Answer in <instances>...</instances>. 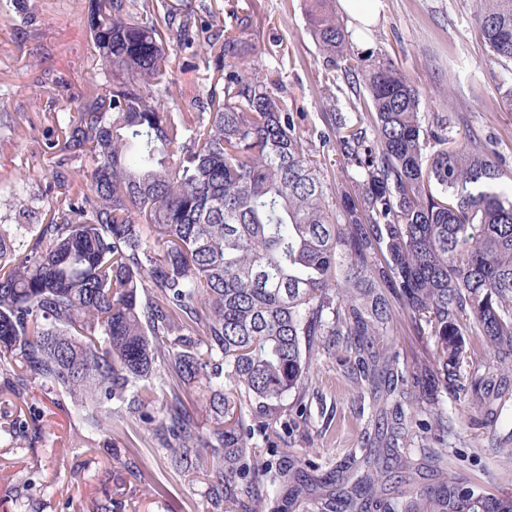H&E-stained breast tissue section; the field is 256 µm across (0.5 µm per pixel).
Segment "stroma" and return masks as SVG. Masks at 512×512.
Here are the masks:
<instances>
[{
	"label": "stroma",
	"instance_id": "obj_1",
	"mask_svg": "<svg viewBox=\"0 0 512 512\" xmlns=\"http://www.w3.org/2000/svg\"><path fill=\"white\" fill-rule=\"evenodd\" d=\"M87 0H8L0 9V221L10 218L16 198L34 210V223L51 199L49 147L57 135L54 119L99 74L91 59L85 19ZM262 23L258 63L273 64L284 53V92L302 115L314 150L335 156L326 143L332 112L348 111L347 96L330 100L325 67L307 30L305 0H236ZM474 0H380L374 24L363 28L344 18L352 43L392 59L422 94L424 115L448 120L449 135L490 143L512 175V109L497 93L498 74L488 65L486 46L474 20ZM406 314L396 313L377 353L391 351L414 364L431 350ZM354 360L339 349L316 360V377L303 398L288 395L275 437L255 438L265 457L298 455L311 487L296 512H317L323 484L348 455L382 447L396 413L407 429L396 446L402 458L419 462L412 483L388 478L384 499L394 502L409 485L433 487L438 478L425 451L439 447L430 416L409 404L361 392L351 383ZM451 430L447 464L468 484L497 495H512V408L494 418L477 415L468 396L445 395ZM28 410L33 431L0 436V512H96L111 498L112 512H213L206 476L173 471L167 452L149 424L112 418L103 433L89 435L69 402H54L37 387L23 397L0 399L6 414Z\"/></svg>",
	"mask_w": 512,
	"mask_h": 512
}]
</instances>
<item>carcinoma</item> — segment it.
<instances>
[{
	"label": "carcinoma",
	"mask_w": 512,
	"mask_h": 512,
	"mask_svg": "<svg viewBox=\"0 0 512 512\" xmlns=\"http://www.w3.org/2000/svg\"><path fill=\"white\" fill-rule=\"evenodd\" d=\"M334 0H309L308 23L337 91L341 73L361 107L335 113L336 155L349 182L325 180L282 85L248 61L258 21L224 6L200 11L167 0H88L94 82L57 119L55 200L32 229L21 204L0 224V373L13 394L37 385L67 398L91 433L112 404L155 424L180 472L208 473L218 512H239L261 477L290 487L301 459L251 463L255 435L275 432L291 392L313 380L314 357L355 347L357 388L387 383L389 397L429 407L448 431L439 393L470 395L496 414L512 400V187L481 141L424 125L411 77L386 57L355 50ZM475 18L512 105V0H476ZM205 59L209 94L184 106L171 87L172 51ZM197 111L191 115V111ZM87 157L74 188L72 162ZM397 303L433 340L409 373L365 347L386 335ZM479 339L483 352L467 346ZM164 369L200 384L202 431L180 388L163 417L151 383ZM255 412L258 419L247 417ZM222 452L208 456L207 449ZM380 448L362 459L340 504L376 497ZM390 512H512V496L471 487L440 469Z\"/></svg>",
	"instance_id": "cac0c4a2"
}]
</instances>
